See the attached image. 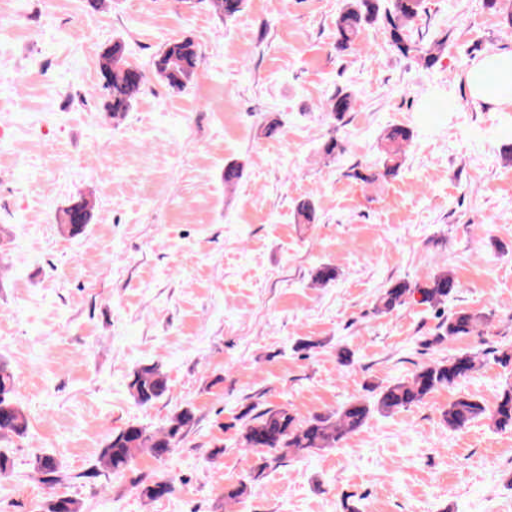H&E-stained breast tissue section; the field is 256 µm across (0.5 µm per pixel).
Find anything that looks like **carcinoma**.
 Here are the masks:
<instances>
[{
  "instance_id": "obj_1",
  "label": "carcinoma",
  "mask_w": 512,
  "mask_h": 512,
  "mask_svg": "<svg viewBox=\"0 0 512 512\" xmlns=\"http://www.w3.org/2000/svg\"><path fill=\"white\" fill-rule=\"evenodd\" d=\"M216 15L230 20L241 11L242 0H205ZM423 0H392L381 8V0H343L336 17V50L351 49L369 25L382 23L390 45L403 57L415 60L421 66L434 67L444 51L445 41L421 44L414 35L413 25L419 17ZM201 55L190 39H173L155 57L154 73L173 92H182L196 76ZM101 87L107 98L106 111L112 117L129 111L132 102L147 83L146 73L128 61L119 43L104 51L98 62ZM352 94L338 91L327 102V111L337 121L343 120L352 109ZM413 138V131L400 125L385 129L381 138L382 159L375 172L364 175L355 171L351 177L374 183L398 175L405 147ZM67 223L62 231L77 236L84 231L90 219L89 204L79 201L66 210ZM460 288L459 281L450 270H441L423 281L398 280L385 288L379 296L376 310L390 313L408 304L439 308L448 303ZM488 317L467 309L447 315L426 339L429 345H441L450 339L483 334L481 327ZM480 363L479 353L460 351L448 358L419 367L411 376L378 387L372 401L353 399L337 410L315 414L307 419L298 418L287 407L268 408L250 416L240 429V444L252 453L260 454L265 469L288 453L313 454L336 448L350 434L359 430L372 411L394 414L421 403L427 395L440 388L457 386L471 378ZM136 402L146 406L159 400L168 390V375L160 364H148L137 369L129 382ZM18 377L5 363H0V436L25 435L29 419L17 401ZM480 419H488L496 430L512 431V384L503 388L493 408L470 394L460 395L448 403L442 420L452 431H459ZM194 413L184 409L171 416L162 426L149 429L132 423L112 433L97 457V473L105 476L122 475L136 455L143 449L161 459L171 453L176 443L191 426ZM35 470L44 484L61 481L54 459L45 456L36 461ZM140 497L158 501L171 494L174 479L160 476L149 482H134ZM42 512H81L75 499L54 494L42 505Z\"/></svg>"
}]
</instances>
